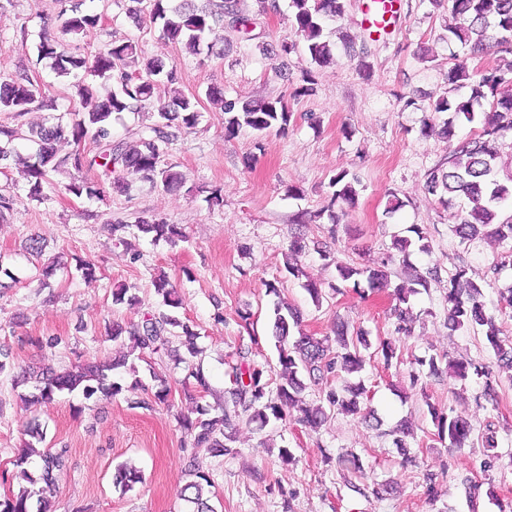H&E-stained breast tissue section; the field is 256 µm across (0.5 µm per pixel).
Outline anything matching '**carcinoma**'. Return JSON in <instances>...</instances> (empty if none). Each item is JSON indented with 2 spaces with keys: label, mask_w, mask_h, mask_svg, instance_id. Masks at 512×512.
<instances>
[{
  "label": "carcinoma",
  "mask_w": 512,
  "mask_h": 512,
  "mask_svg": "<svg viewBox=\"0 0 512 512\" xmlns=\"http://www.w3.org/2000/svg\"><path fill=\"white\" fill-rule=\"evenodd\" d=\"M60 14L64 17L63 30L67 34L83 36L102 23L103 14L85 8V0H59ZM126 13L140 16L148 12L151 22L157 25L168 41L183 47L189 54L198 56L209 45V37L217 28L230 23L241 37L252 39L251 19L240 6V0H113ZM291 27L305 42L311 63L323 67L333 61L332 48L323 36L322 20L325 17L343 18L347 0H289ZM448 10L455 24L447 27L448 40L470 47L473 53L494 51L498 64L491 70L477 74L470 70L467 61L458 59L448 69V95L434 100L430 111L446 112L441 135L451 141L455 137L456 122H478L479 132L460 142L448 157V169L431 171L425 181L428 194L442 203L457 198L466 202L457 214L454 232L463 241L483 236H494L501 241H512V218H501V205L512 199V175L500 177L497 166L498 140L512 132V0H448ZM38 57L51 60L56 74L71 77L68 86L70 97L79 101L81 111L60 114L50 124H34L27 116L37 110L53 106L40 84L28 74L20 73L0 78V112L10 114L14 125L0 124V167L19 157L15 141L29 140L38 145L36 153L22 159L28 181L27 197L43 198V184L52 172L66 175V191L89 198L101 197L105 184L121 189L127 179L141 178L165 190L181 187L186 178L182 171L170 164L160 166V158L174 141L192 132L200 123L199 97L187 95L177 87L179 75L176 65L168 66L158 57L146 58L132 40L111 41L93 56L86 57L63 47L56 38L42 31L37 45ZM99 77L105 82L96 85L87 77ZM164 85L169 89V101L154 111L155 120L134 144L112 139V116L123 112L150 110L155 90ZM469 88L467 97L458 95L462 88ZM206 98L221 105L224 111V135L235 137L243 128L259 134L275 132L285 134L292 119L288 103L282 99L253 100L226 99L224 90L210 86ZM66 142L70 151L58 156L57 143ZM94 144L99 151L91 153L86 145ZM98 167L103 180L89 183L83 173ZM358 178L347 171L333 177V191L323 211L335 218V205L354 207L358 202L355 184ZM139 232L176 243L186 239L184 229L169 224L163 218H141L136 224ZM430 252L427 236L422 228L411 225L406 234L393 235L392 249L407 258L409 249ZM393 261L389 254L373 265L335 262L336 280L353 283L354 288L366 284L373 291L386 286L388 266ZM439 278L438 266L433 264L417 272L394 290L396 304L395 333L409 335L410 297L426 289L430 281ZM283 283L270 280L265 283L266 295L273 297L268 309L270 337L278 353L279 381L275 388L266 379L264 367L251 359V351L238 348L235 360L228 364L225 377L228 385L222 390L212 387L204 371L203 350L197 344L198 334L176 317L163 312H147L140 321L124 328L118 324L109 327L112 340L128 334L130 350L110 360L77 365L60 372H29L24 381L34 383L32 397L37 402H51L57 396L75 391L87 400L115 398L143 386L138 370L129 357L140 360L146 355L168 349L178 340L182 353L178 361L191 367V376L197 386L212 396L214 404L196 406L197 416L179 418L180 427L192 447L204 448L213 454L233 453L234 437L224 433V427L235 419L248 426L254 424L263 430L271 424L283 423L288 417L312 430L319 429L334 412L361 415L371 426H382L375 411L366 407L370 390L363 381L345 382L341 388L333 382L345 375H357L366 363L365 352L382 357L385 365L400 359L395 341L379 338L373 342L361 329L352 330L344 323L333 326L331 336H312L295 332L299 328L297 310L280 300ZM155 291L163 304L181 307L175 291L165 277L155 280ZM448 329L455 332L464 327L480 330L485 344L493 352L498 366L512 370V341L501 337L494 314L484 302L479 283L468 276L464 267L456 269L448 280ZM418 370L409 374L410 384L417 387L423 378L440 377L449 371L455 379L466 381L472 377L483 380V395L495 396L489 366L473 361L442 363L431 355L416 359ZM320 387L319 401L308 403L303 393L308 384ZM428 410L436 428L439 441L448 447L461 449L472 434L470 423L453 411H444L434 405ZM26 450L12 460L15 477L25 482L18 492L0 497V512H51L49 498L56 492L69 462L66 448H47L37 445L45 440L40 425L34 424L26 431ZM394 444L402 455L401 466L416 465L408 449L411 427L402 424L391 431ZM484 448V470L489 471L499 458L496 431L486 427L481 435ZM190 480L181 488L179 496L182 512H213L204 485L211 484L210 477L196 468L189 460ZM143 481V472L132 462L121 463L113 469L112 485L124 492Z\"/></svg>",
  "instance_id": "carcinoma-1"
}]
</instances>
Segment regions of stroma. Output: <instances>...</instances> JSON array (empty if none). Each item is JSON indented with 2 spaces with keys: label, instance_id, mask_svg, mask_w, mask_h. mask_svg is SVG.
Returning <instances> with one entry per match:
<instances>
[{
  "label": "stroma",
  "instance_id": "obj_1",
  "mask_svg": "<svg viewBox=\"0 0 512 512\" xmlns=\"http://www.w3.org/2000/svg\"><path fill=\"white\" fill-rule=\"evenodd\" d=\"M279 4V13L255 15L254 40H243L228 27L217 31L210 49L196 57L163 39L149 21L134 20L100 0H92L90 7L104 12V22L85 37L63 33L57 0H6L0 8V74L28 71L59 111L78 110L79 104L67 98L66 79L37 59L44 29L88 56L106 41L134 39L144 56L176 64L181 89L202 97V121L194 133L170 145L164 157L187 176L185 189L178 192L137 180L124 193L78 197L65 191L66 179L57 175L45 185L43 200L35 201L26 196L21 167L0 171V194L18 198L8 223H0V264L16 274L0 280V353L34 371L118 355L130 342L112 340L109 323L133 322L159 309L153 280L163 274L183 299L176 314L197 331L204 367L213 388L220 390L226 363L237 348L250 349L265 368L278 366L268 339L267 281L283 280V299L301 310L307 333L325 335L341 319L370 336L385 337L394 333L392 287L404 279L406 265L436 263L441 281L410 300L414 323L411 335L399 342L401 363L387 367L376 356L361 373L384 431L371 429L359 416L337 413L316 432L292 421L261 431L241 425L234 454L195 453L184 444L175 417L190 414L201 392L172 351L147 356L139 365L142 377L156 375L171 388L169 406L154 409L140 407L139 391L112 400L86 401L72 394L27 404L22 397L32 385L5 373L0 375V496L18 489L12 461L25 429L36 420L46 434L45 447L70 450L68 470L51 499L54 512H180L178 490L192 455L210 475L216 512H512V372L499 370L494 401L484 398L483 385L476 381L431 378L422 391L409 381L414 359L430 355L495 363L476 330H448L447 280L458 267H466L482 284L487 308L497 311L499 289L512 286V263L502 262L512 244L489 238L463 241L453 233L457 204H440L424 189L429 171L447 164L448 145L438 136L422 135L421 129L425 122L439 125L445 119L429 104L446 91L454 58L485 71L495 67L496 56L474 55L448 41L445 27L452 16L433 9L429 0H397L395 26L381 36L368 34L362 24L361 0H348L345 17L327 21L324 29L336 61L316 68L290 27L288 0ZM347 34L366 46L370 73L360 71L359 58L347 56ZM263 42L275 48L294 44L286 73L261 53ZM424 47L429 50L425 60L420 57ZM308 70L315 75V90L297 95ZM211 85L222 86L228 99H284L295 120L284 136H259L245 128L225 139L223 110L203 97ZM310 112L318 117V127L304 121ZM247 156L252 159L248 168L243 165ZM342 170L358 177L359 198L355 208L339 213L340 228L333 236L328 232L332 222L320 210L331 192V178ZM216 190L223 203L209 205ZM394 196L404 206L391 214L387 207ZM153 215L181 225L186 241L171 245L138 232L137 219ZM119 221L128 230L116 238L112 226ZM412 224L426 233L431 251L395 263L390 287L331 291L336 270L322 259V251L342 262L368 265L389 252L394 232ZM299 231L310 243L299 265L328 286L318 306L286 271L292 260L288 242ZM37 235L43 239L38 257L28 248ZM135 252L140 255L136 261L131 258ZM59 255L68 267L56 270L48 287H41L44 264ZM75 257L95 263V280H83L71 267ZM120 285L138 297V306L113 304L112 290ZM246 308L253 314L250 333L238 325L237 312ZM52 337L60 338V345L38 347V340ZM432 405L452 409L472 424L477 436L468 447L455 450L439 442L428 413ZM403 419L411 420L417 433L410 444L417 464L407 469L400 467L388 434ZM490 423L496 427L501 459L487 472L479 434ZM283 445L291 448L292 463L279 458ZM348 450L368 462L364 477H356L343 462ZM124 461L134 462L145 477L125 493L112 485V469ZM475 483L493 488L494 497L469 499Z\"/></svg>",
  "mask_w": 512,
  "mask_h": 512
}]
</instances>
